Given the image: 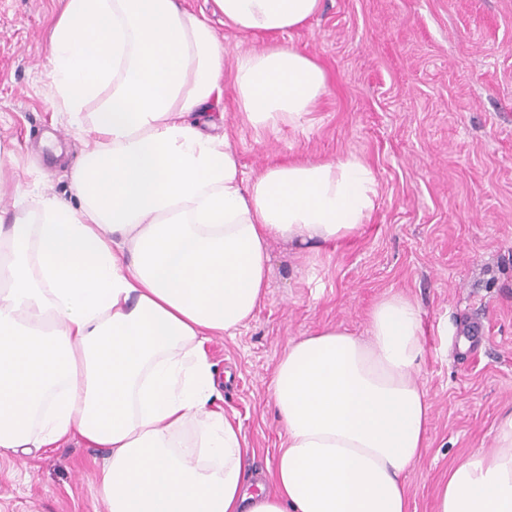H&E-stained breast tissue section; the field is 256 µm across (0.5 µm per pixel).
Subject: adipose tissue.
I'll list each match as a JSON object with an SVG mask.
<instances>
[{
    "instance_id": "ef3b65f1",
    "label": "adipose tissue",
    "mask_w": 512,
    "mask_h": 512,
    "mask_svg": "<svg viewBox=\"0 0 512 512\" xmlns=\"http://www.w3.org/2000/svg\"><path fill=\"white\" fill-rule=\"evenodd\" d=\"M213 6L267 39L233 68L250 123L310 112L325 73L277 37L321 0ZM48 41L54 105L85 144L70 172L79 205L36 198L0 225V454L109 449L106 512H409L432 404L405 293L373 304L366 335L289 340L268 387L284 441L265 480L249 479L240 426L209 407L204 343L263 304L270 241L317 250L359 234L376 208L373 169L350 156L244 177L228 135L203 119L223 92L224 47L181 0H63ZM436 512H512V412L493 448L449 470Z\"/></svg>"
}]
</instances>
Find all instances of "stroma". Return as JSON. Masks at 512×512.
I'll use <instances>...</instances> for the list:
<instances>
[{"mask_svg":"<svg viewBox=\"0 0 512 512\" xmlns=\"http://www.w3.org/2000/svg\"><path fill=\"white\" fill-rule=\"evenodd\" d=\"M61 7L0 0V210L11 214L31 198L77 202L69 173L84 144L47 77L46 31ZM282 41L326 73L311 112L255 128L228 78L210 113L216 132L228 133L248 175L277 160L357 155L379 196L350 240L316 253L271 242L264 305L235 335L205 344L214 407L240 425L248 472L266 471L284 439L267 389L289 339L336 325L364 335L372 305L406 293L422 313L419 380L433 403L410 512H435L449 468L491 448L512 410V0H322ZM473 321L482 334L460 346ZM106 454L72 442L0 455V512H105Z\"/></svg>","mask_w":512,"mask_h":512,"instance_id":"stroma-1","label":"stroma"}]
</instances>
